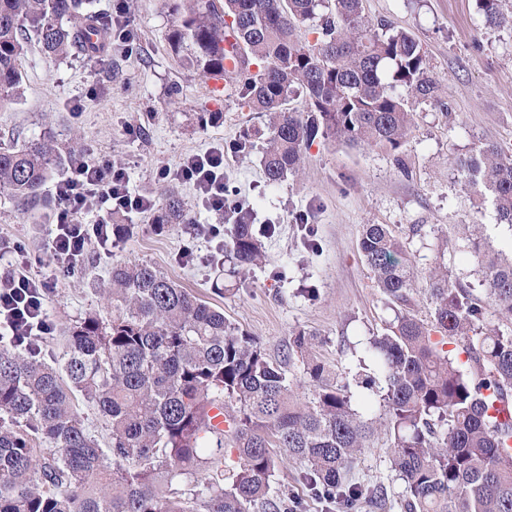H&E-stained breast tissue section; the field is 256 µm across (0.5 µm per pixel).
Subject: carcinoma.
I'll return each instance as SVG.
<instances>
[{"label": "carcinoma", "instance_id": "cac0c4a2", "mask_svg": "<svg viewBox=\"0 0 512 512\" xmlns=\"http://www.w3.org/2000/svg\"><path fill=\"white\" fill-rule=\"evenodd\" d=\"M166 0L170 47L211 80L235 76L238 102L266 118L261 166L277 184L299 170L316 140L398 150L414 105L436 104L440 82L423 45L403 28L372 25L364 0ZM92 0H0V105L24 93L28 42L53 58L90 57L111 44L112 18ZM506 0H476L489 26H512ZM235 58V65L225 61ZM295 97L303 109L288 108ZM61 160L45 139L0 147V189L25 203L41 196ZM462 186L491 201L512 227V155L481 143L455 162ZM193 223L169 195L154 218L162 232ZM463 248L481 259L478 286L442 263L423 277L387 224H366L361 257L394 312L369 355L383 376L362 387L379 397L402 512H512V251L496 250L478 224ZM272 225L249 210L229 228L224 256L261 261ZM428 316L415 310L417 281ZM112 316L88 313L67 329L62 363L0 351V512H289L271 495L279 461L303 463L301 480L345 512L377 508L383 487L347 481L374 421L352 408L348 386L311 353L314 334L289 348L312 382L301 398L283 366L224 313L144 263L112 267ZM490 305L499 325H484ZM82 397L109 430L101 447L75 411ZM224 410V428L211 409ZM236 457L224 485L225 454Z\"/></svg>", "mask_w": 512, "mask_h": 512}]
</instances>
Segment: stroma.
Returning <instances> with one entry per match:
<instances>
[{"label":"stroma","instance_id":"stroma-1","mask_svg":"<svg viewBox=\"0 0 512 512\" xmlns=\"http://www.w3.org/2000/svg\"><path fill=\"white\" fill-rule=\"evenodd\" d=\"M97 10L118 16L131 31L136 56H126L120 39L97 59L54 60L36 47L22 58L23 96L0 107V144L9 146L53 137L62 154L93 150L124 168L131 191L162 201L176 192L199 225L217 223L202 207L192 184L163 181L158 171L182 158L224 148V180L252 209L259 224L274 225L264 241L262 261L237 274L232 290L214 285L222 267L211 258L208 236H188L184 225L153 232L152 213L128 214L131 230L112 250L89 244L85 265L60 276L48 302L54 325L41 346L48 363L66 348L67 326L87 313L109 318L106 297L113 265L147 263L223 312L241 331L257 338L268 357L282 363L300 395H310L302 360L289 356L297 331L316 333L315 355L341 382L352 406L366 412L369 390L359 386L361 363L372 336L394 317L374 288L359 252L363 225L387 224L407 240L415 265L434 266L436 236L456 237L461 225L479 224L499 249L512 248V228L495 221L491 204L476 207L460 185L456 159L480 142L512 155V28L485 25L475 0H364L371 22L386 20L412 32L423 44L432 73L440 81L439 105H419L414 126L399 151L316 141L305 149L297 173L268 184L261 149L235 151L246 129L264 128L262 115L240 108L238 86L225 83L214 95L208 80L173 55L167 34L175 18L163 0H95ZM217 118L200 122L201 113ZM52 184L28 204L0 193V238L42 248L53 229ZM421 225L410 236L411 225ZM196 258L181 263L184 246ZM383 432L367 443L350 482L384 486L382 512H401L404 485L390 468ZM302 466L283 460L272 478L296 512H343L313 497L300 480Z\"/></svg>","mask_w":512,"mask_h":512}]
</instances>
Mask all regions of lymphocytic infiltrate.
Segmentation results:
<instances>
[{
	"mask_svg": "<svg viewBox=\"0 0 512 512\" xmlns=\"http://www.w3.org/2000/svg\"><path fill=\"white\" fill-rule=\"evenodd\" d=\"M159 176L192 183L202 205L216 214L238 208L224 191L223 148L187 156L176 169L160 170ZM55 198L54 228L43 249L33 251L16 241L6 251L10 262L7 273L0 276V341L14 346L38 347L52 333L46 305L54 279L79 270L90 241L111 246L109 218L114 210L145 213L156 207L151 197L131 193L124 172L105 157L76 160L57 179ZM91 213L95 222L85 223ZM34 266L42 267V274H31Z\"/></svg>",
	"mask_w": 512,
	"mask_h": 512,
	"instance_id": "f902f5d3",
	"label": "lymphocytic infiltrate"
}]
</instances>
